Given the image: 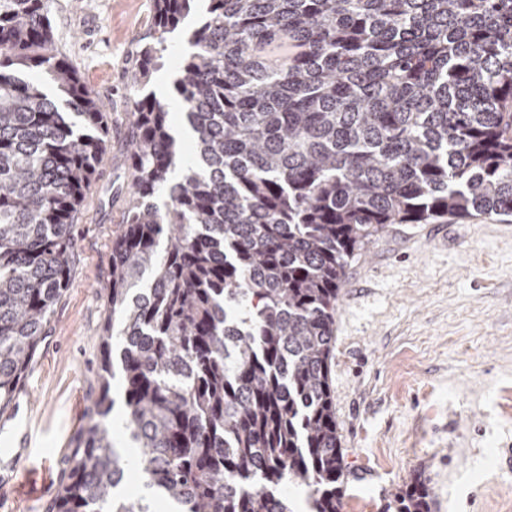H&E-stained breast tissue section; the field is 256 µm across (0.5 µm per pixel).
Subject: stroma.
<instances>
[{
  "label": "stroma",
  "mask_w": 512,
  "mask_h": 512,
  "mask_svg": "<svg viewBox=\"0 0 512 512\" xmlns=\"http://www.w3.org/2000/svg\"><path fill=\"white\" fill-rule=\"evenodd\" d=\"M198 0L166 40L148 84L172 86L191 48ZM59 47L107 105V158L75 227L79 260L27 372L31 445L53 449L19 483H0V512H47L67 450L98 384L112 238L131 174L122 154L141 90L138 49L154 32L153 0H51ZM344 450L343 512H397L415 474L432 512H512V216L392 224L351 262L336 307L332 359Z\"/></svg>",
  "instance_id": "35a3bbf8"
}]
</instances>
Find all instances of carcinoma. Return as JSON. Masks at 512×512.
Returning a JSON list of instances; mask_svg holds the SVG:
<instances>
[{
	"label": "carcinoma",
	"instance_id": "cac0c4a2",
	"mask_svg": "<svg viewBox=\"0 0 512 512\" xmlns=\"http://www.w3.org/2000/svg\"><path fill=\"white\" fill-rule=\"evenodd\" d=\"M193 2L154 0L138 85ZM189 43V147L133 102L99 390L49 512H154L132 472L179 512H293L285 479L342 512L340 286L390 224L512 216V0H209ZM104 112L48 0H0V410L67 286ZM398 503L431 512L426 480Z\"/></svg>",
	"mask_w": 512,
	"mask_h": 512
}]
</instances>
